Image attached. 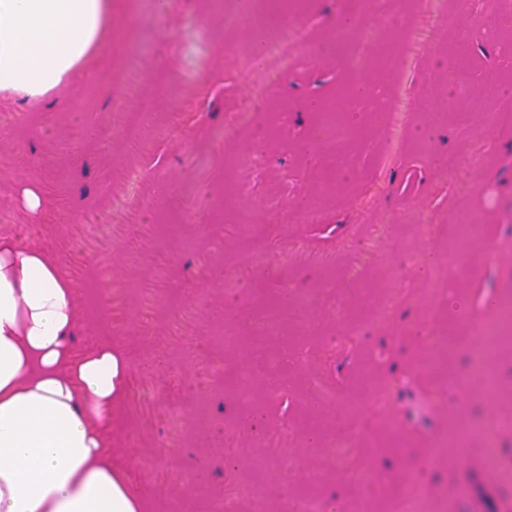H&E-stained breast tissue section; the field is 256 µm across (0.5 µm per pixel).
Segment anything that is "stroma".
<instances>
[{
    "label": "stroma",
    "mask_w": 512,
    "mask_h": 512,
    "mask_svg": "<svg viewBox=\"0 0 512 512\" xmlns=\"http://www.w3.org/2000/svg\"><path fill=\"white\" fill-rule=\"evenodd\" d=\"M249 6L251 22L224 24L225 8ZM496 0L438 14L430 52L391 70L381 58L412 25L406 0H368L369 24L391 19L379 39L337 40L345 0H112V39L94 66L48 99H0V237L48 251L75 287V351L109 342L125 356L126 390L112 410L110 447L149 512H206L277 451L285 468L264 512H282L281 487L325 497L330 512L408 476V452L446 456L420 476L444 512H512V381L495 400L442 398L466 352L456 340L488 300L512 299V126L489 132L487 113L512 110V23L485 24ZM301 23L310 45L276 87L251 53L272 28ZM359 58L336 60L332 45ZM137 74L149 111L126 99ZM373 86L382 106L347 111L345 134L320 143L321 105ZM125 98L146 138L131 159L113 103ZM251 105L250 129L217 140L233 112ZM158 225L168 257L157 273L118 243L101 260L126 285L105 288L73 243L95 252L85 213L111 214L112 188ZM42 206L28 211L22 191ZM483 228L471 249L482 264L467 278L437 276L453 250L452 227ZM41 224L45 235L25 236ZM224 255L205 264L209 238ZM392 317L381 319L386 291ZM235 337L215 352L217 333ZM219 356L211 394L191 388L194 371ZM284 382L267 398L270 380ZM387 390L377 412L373 394ZM223 401H216V393ZM182 418L181 442L166 440ZM491 424V447L471 446L475 420ZM353 438L354 465H382L380 485L361 486L328 461L333 438Z\"/></svg>",
    "instance_id": "1"
}]
</instances>
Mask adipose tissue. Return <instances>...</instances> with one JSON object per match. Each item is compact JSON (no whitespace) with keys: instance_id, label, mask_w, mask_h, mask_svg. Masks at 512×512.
I'll return each instance as SVG.
<instances>
[{"instance_id":"obj_1","label":"adipose tissue","mask_w":512,"mask_h":512,"mask_svg":"<svg viewBox=\"0 0 512 512\" xmlns=\"http://www.w3.org/2000/svg\"><path fill=\"white\" fill-rule=\"evenodd\" d=\"M111 0H0V93L38 99L97 77ZM72 285L36 247L0 238V512H146L107 448L125 362L75 354Z\"/></svg>"}]
</instances>
